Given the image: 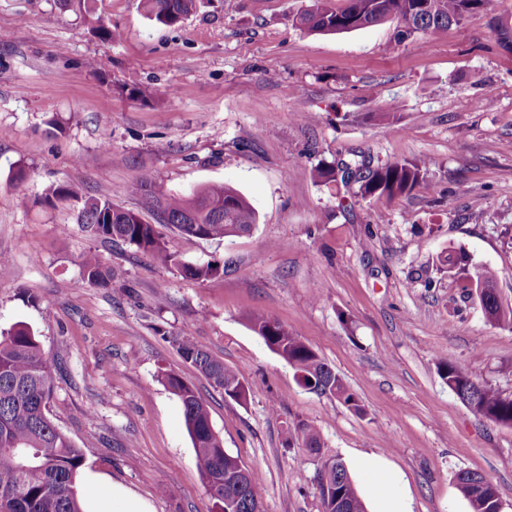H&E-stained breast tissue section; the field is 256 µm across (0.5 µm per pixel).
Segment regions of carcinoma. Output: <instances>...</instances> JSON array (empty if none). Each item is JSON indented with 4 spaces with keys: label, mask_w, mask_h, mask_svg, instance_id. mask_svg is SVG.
<instances>
[{
    "label": "carcinoma",
    "mask_w": 512,
    "mask_h": 512,
    "mask_svg": "<svg viewBox=\"0 0 512 512\" xmlns=\"http://www.w3.org/2000/svg\"><path fill=\"white\" fill-rule=\"evenodd\" d=\"M491 0H346L342 8L332 0H309L295 16L296 25L309 33L340 34L378 25L388 19L398 23V39L422 36L436 39L469 15L487 8ZM196 0H143L147 17L171 27L190 16ZM431 161H404L365 168L356 179L363 197H388L411 192ZM145 207L160 224H170L184 235L223 239L247 233L257 223L252 205L231 186L209 185L190 195H166L143 184L140 186ZM45 201L54 206L78 202V223L89 236L132 244L163 266H174L186 278L207 280L222 272L213 263L190 264L178 259L156 233L154 225L141 214L124 209L110 199L85 195L76 183L49 189ZM448 271L463 282L467 294L481 287L495 286L496 274L489 267L472 263L459 250L448 254ZM84 281L90 286L106 287L113 279L98 254L85 252L81 257ZM487 320L494 324H512V308L506 309L499 296L489 295L481 303ZM248 320L253 330L275 353L292 366L301 386L312 392L342 400L355 411L360 405L341 377L301 339L291 335L278 321L262 313ZM168 341L184 362L193 366L212 388L239 402L244 381L237 370L224 365L197 345L189 336H170ZM55 366L45 356L40 341L28 326L19 324L0 335V512H83L78 476L84 457L48 414L53 391ZM441 377L459 399L485 420L512 426V396L471 379L458 367L440 362ZM164 385L181 402L187 432L195 451L196 465L203 486L214 502L215 512H224V494L236 490L238 459L224 456V443L214 431L208 405L195 388L176 374L164 376ZM297 437L311 453L321 450L320 433L311 425L297 428ZM332 486L319 489L323 512H366V507L347 467L339 459ZM246 491L232 512H250L263 500L264 484L259 473L248 469ZM457 487L469 502L471 512H499V496L492 481L477 471L457 475Z\"/></svg>",
    "instance_id": "carcinoma-1"
}]
</instances>
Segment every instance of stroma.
I'll return each mask as SVG.
<instances>
[{
	"mask_svg": "<svg viewBox=\"0 0 512 512\" xmlns=\"http://www.w3.org/2000/svg\"><path fill=\"white\" fill-rule=\"evenodd\" d=\"M307 2L198 0L166 27L140 0H0V253L12 259L0 331L29 326L56 366L50 417L84 452L86 512H213L166 372L195 386L225 451L262 473L263 512H322L324 460L358 454L403 475L412 512H471L456 485L466 470L512 512V426L475 414L438 366L512 395V325L488 322L445 262L461 249L495 268L512 307V51L493 26L512 23V0L402 42L391 21L304 32ZM90 12L119 39L92 31ZM131 77L156 100L120 94ZM392 103L395 120H381ZM425 157L422 183L394 198L310 175ZM144 181L167 194L226 184L254 207L252 232L221 241L144 216L183 262L223 274L183 277L44 201L77 182L136 211ZM89 249L112 286L84 282ZM254 311L315 350L360 410L302 387L251 329ZM182 332L240 372L246 402L182 360L168 341ZM303 424L320 454L288 441Z\"/></svg>",
	"mask_w": 512,
	"mask_h": 512,
	"instance_id": "stroma-1",
	"label": "stroma"
}]
</instances>
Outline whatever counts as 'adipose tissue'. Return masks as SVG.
Masks as SVG:
<instances>
[{"label": "adipose tissue", "mask_w": 512, "mask_h": 512, "mask_svg": "<svg viewBox=\"0 0 512 512\" xmlns=\"http://www.w3.org/2000/svg\"><path fill=\"white\" fill-rule=\"evenodd\" d=\"M350 469L367 478L364 500L369 512H411L401 476L389 469L382 457L374 454L354 457Z\"/></svg>", "instance_id": "obj_1"}]
</instances>
